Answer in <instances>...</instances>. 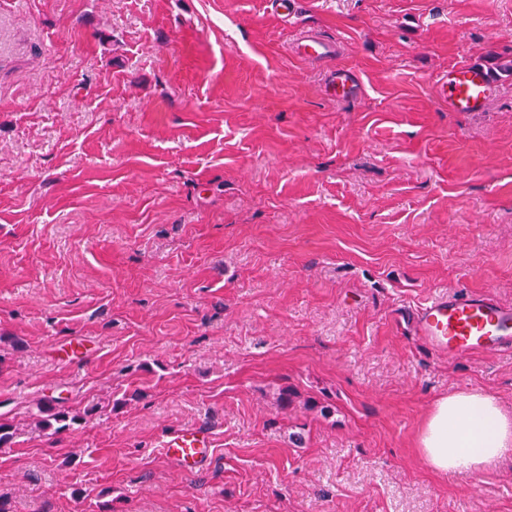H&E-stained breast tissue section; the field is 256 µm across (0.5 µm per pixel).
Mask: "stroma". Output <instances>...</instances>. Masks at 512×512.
<instances>
[{
    "label": "stroma",
    "instance_id": "obj_1",
    "mask_svg": "<svg viewBox=\"0 0 512 512\" xmlns=\"http://www.w3.org/2000/svg\"><path fill=\"white\" fill-rule=\"evenodd\" d=\"M509 59L512 0H0L9 512H512V448L472 476L416 447L449 392L512 414V352L396 321L512 306ZM461 63L481 111L438 96ZM39 399L94 413L44 431ZM191 424L204 475L162 454ZM438 82L442 101L454 112L479 110L494 90L486 72L470 64L450 68ZM398 321L448 355L512 348V306L484 294L438 295L403 310ZM162 452L170 464L189 475L210 468L216 458L211 433L196 425L180 426L169 432Z\"/></svg>",
    "mask_w": 512,
    "mask_h": 512
}]
</instances>
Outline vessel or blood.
<instances>
[{
	"instance_id": "obj_1",
	"label": "vessel or blood",
	"mask_w": 512,
	"mask_h": 512,
	"mask_svg": "<svg viewBox=\"0 0 512 512\" xmlns=\"http://www.w3.org/2000/svg\"><path fill=\"white\" fill-rule=\"evenodd\" d=\"M439 88L449 109L474 112L484 105L494 85L484 70L462 64L440 78ZM398 320L433 348L451 355L512 348V306L501 305L483 294L439 295L422 306L402 311ZM162 452L170 464L189 475L210 468L216 458L210 432L196 425L169 432Z\"/></svg>"
}]
</instances>
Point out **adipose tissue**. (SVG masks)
<instances>
[{
  "label": "adipose tissue",
  "mask_w": 512,
  "mask_h": 512,
  "mask_svg": "<svg viewBox=\"0 0 512 512\" xmlns=\"http://www.w3.org/2000/svg\"><path fill=\"white\" fill-rule=\"evenodd\" d=\"M512 447V418L498 401L477 390L435 400L417 437L421 457L436 472L479 473Z\"/></svg>",
  "instance_id": "adipose-tissue-1"
}]
</instances>
